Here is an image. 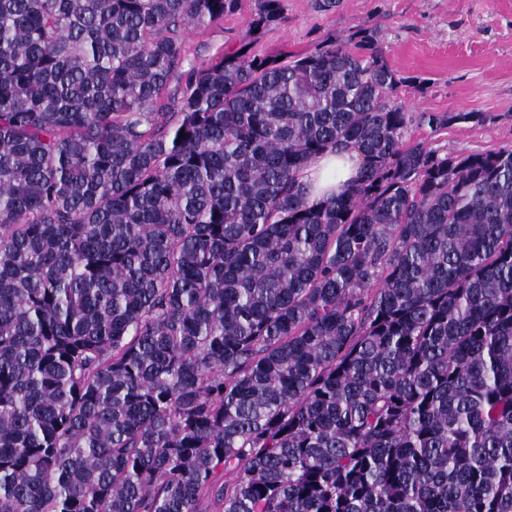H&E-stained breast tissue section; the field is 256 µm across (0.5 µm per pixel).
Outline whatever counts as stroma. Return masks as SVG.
<instances>
[{"instance_id":"1","label":"stroma","mask_w":512,"mask_h":512,"mask_svg":"<svg viewBox=\"0 0 512 512\" xmlns=\"http://www.w3.org/2000/svg\"><path fill=\"white\" fill-rule=\"evenodd\" d=\"M255 9L240 0L223 20L187 30L192 57L210 61L235 50ZM375 30L390 66L407 79L397 97L412 117L407 138L445 154L512 148V0H284L282 21L254 45L265 56L304 55L323 40ZM475 113L440 128L420 113Z\"/></svg>"}]
</instances>
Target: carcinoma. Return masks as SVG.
Here are the masks:
<instances>
[{"mask_svg": "<svg viewBox=\"0 0 512 512\" xmlns=\"http://www.w3.org/2000/svg\"><path fill=\"white\" fill-rule=\"evenodd\" d=\"M237 2L0 0V512H512V150ZM254 9V0H240L238 9L225 14L223 20L187 30L184 38L190 56L198 62H207L222 53L237 49ZM360 162L355 152H326L316 164L303 171L302 180L310 185L313 198L325 199L356 174Z\"/></svg>", "mask_w": 512, "mask_h": 512, "instance_id": "cac0c4a2", "label": "carcinoma"}]
</instances>
